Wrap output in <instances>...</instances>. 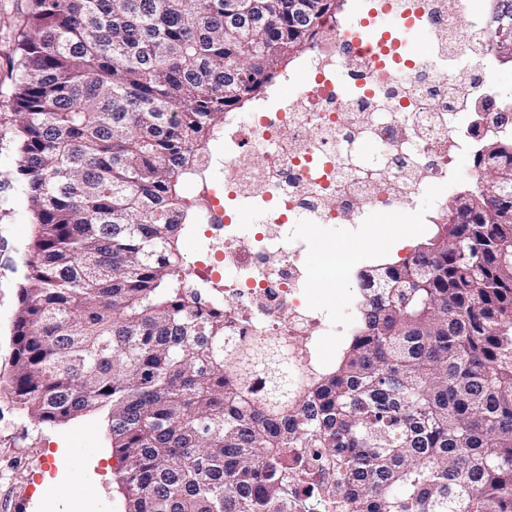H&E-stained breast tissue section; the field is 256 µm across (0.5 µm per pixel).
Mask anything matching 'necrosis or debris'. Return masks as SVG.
Returning a JSON list of instances; mask_svg holds the SVG:
<instances>
[{
	"mask_svg": "<svg viewBox=\"0 0 512 512\" xmlns=\"http://www.w3.org/2000/svg\"><path fill=\"white\" fill-rule=\"evenodd\" d=\"M496 6L409 0L434 36L424 60L332 24L288 74L293 94L245 116L229 113L214 135L223 154L205 152L187 176L193 221L208 232L196 247V288L219 297L233 335L286 338L301 380L323 370L321 338L351 332L358 304L347 299L341 321L313 302L305 258L316 226L364 235L378 215L455 179L460 159L481 177L483 143L512 134V105L483 65ZM228 268L234 278H224Z\"/></svg>",
	"mask_w": 512,
	"mask_h": 512,
	"instance_id": "4bbe7bcc",
	"label": "necrosis or debris"
}]
</instances>
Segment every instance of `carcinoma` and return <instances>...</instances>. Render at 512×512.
Segmentation results:
<instances>
[{
  "label": "carcinoma",
  "instance_id": "carcinoma-1",
  "mask_svg": "<svg viewBox=\"0 0 512 512\" xmlns=\"http://www.w3.org/2000/svg\"><path fill=\"white\" fill-rule=\"evenodd\" d=\"M345 0H29L18 188L35 220L13 319L15 402L106 415L126 512H512V148L404 259L359 273L356 332L302 386L288 343L200 308L182 186L224 113ZM512 0L488 32L512 63Z\"/></svg>",
  "mask_w": 512,
  "mask_h": 512
}]
</instances>
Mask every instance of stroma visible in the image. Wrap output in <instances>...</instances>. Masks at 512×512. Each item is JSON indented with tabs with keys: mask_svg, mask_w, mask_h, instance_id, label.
<instances>
[{
	"mask_svg": "<svg viewBox=\"0 0 512 512\" xmlns=\"http://www.w3.org/2000/svg\"><path fill=\"white\" fill-rule=\"evenodd\" d=\"M25 0H0V113L14 92L12 62ZM12 127L0 123V512H123L115 480L117 461L107 421L88 415L60 426L42 425L16 404L5 384L12 371V320L26 268L24 256L34 223L15 188ZM428 200L416 203L414 232L376 227L380 257L396 261L424 239Z\"/></svg>",
	"mask_w": 512,
	"mask_h": 512,
	"instance_id": "stroma-1",
	"label": "stroma"
}]
</instances>
